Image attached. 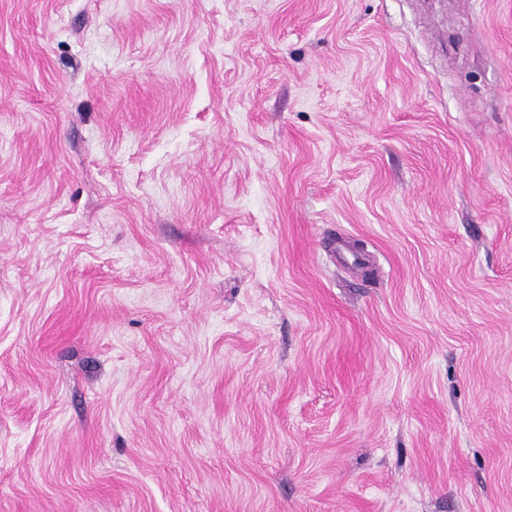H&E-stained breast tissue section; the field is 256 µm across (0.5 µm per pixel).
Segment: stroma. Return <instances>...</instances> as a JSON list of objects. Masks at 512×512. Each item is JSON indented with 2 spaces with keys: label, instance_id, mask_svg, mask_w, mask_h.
I'll return each mask as SVG.
<instances>
[{
  "label": "stroma",
  "instance_id": "35a3bbf8",
  "mask_svg": "<svg viewBox=\"0 0 512 512\" xmlns=\"http://www.w3.org/2000/svg\"><path fill=\"white\" fill-rule=\"evenodd\" d=\"M0 512H512V0H0Z\"/></svg>",
  "mask_w": 512,
  "mask_h": 512
}]
</instances>
